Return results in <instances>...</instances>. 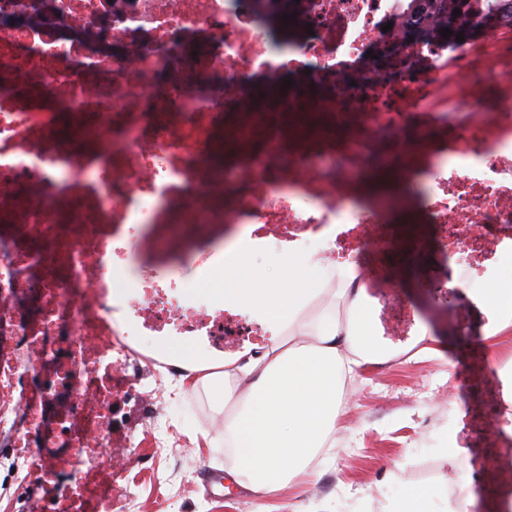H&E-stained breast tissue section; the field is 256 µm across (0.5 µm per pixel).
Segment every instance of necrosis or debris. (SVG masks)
Returning <instances> with one entry per match:
<instances>
[{"label": "necrosis or debris", "instance_id": "4bbe7bcc", "mask_svg": "<svg viewBox=\"0 0 512 512\" xmlns=\"http://www.w3.org/2000/svg\"><path fill=\"white\" fill-rule=\"evenodd\" d=\"M286 13L289 34L267 25ZM405 24L396 0H0V446L49 512H129V449L177 446L157 383L282 335L206 292L244 226L241 251L291 244L355 289L418 200L452 238L446 287L491 284L483 259L512 240V29L452 46ZM377 164L423 191L357 196ZM169 336L200 356L157 351Z\"/></svg>", "mask_w": 512, "mask_h": 512}]
</instances>
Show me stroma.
I'll use <instances>...</instances> for the list:
<instances>
[{
  "instance_id": "1",
  "label": "stroma",
  "mask_w": 512,
  "mask_h": 512,
  "mask_svg": "<svg viewBox=\"0 0 512 512\" xmlns=\"http://www.w3.org/2000/svg\"><path fill=\"white\" fill-rule=\"evenodd\" d=\"M447 273L446 256L433 242L418 245L409 264L392 270L403 305L417 326L431 330L440 354L358 369L332 452L314 481L264 498L227 480L213 487L208 474L225 477L228 467L224 441L216 436L215 400L204 389L189 392L185 380L163 382L160 411L183 450L173 458L141 446V455L153 458L151 469L135 478L116 476V485L135 487L133 512H255L261 505L271 512H388L412 486L432 491V512H443L437 477L472 466L482 475V512H497L499 502L512 497V447H501L491 430L469 448L447 447L440 435L468 423L462 387L472 352L487 353L495 369L512 361V328L489 343L483 302L466 288L445 293L440 283Z\"/></svg>"
}]
</instances>
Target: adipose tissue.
Wrapping results in <instances>:
<instances>
[{"label": "adipose tissue", "mask_w": 512, "mask_h": 512, "mask_svg": "<svg viewBox=\"0 0 512 512\" xmlns=\"http://www.w3.org/2000/svg\"><path fill=\"white\" fill-rule=\"evenodd\" d=\"M295 256L284 250L277 272L212 291L214 304L288 328L260 356L199 378L229 410L224 447L234 482L259 496L314 477L311 463L330 449L346 378L385 352L365 289L349 291L341 276L326 287L314 265Z\"/></svg>", "instance_id": "obj_1"}]
</instances>
